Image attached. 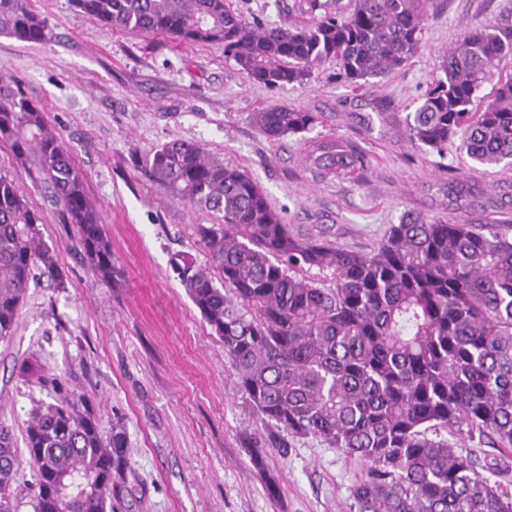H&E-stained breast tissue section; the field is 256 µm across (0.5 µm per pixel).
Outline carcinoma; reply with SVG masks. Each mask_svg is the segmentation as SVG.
Here are the masks:
<instances>
[{"label":"carcinoma","instance_id":"cac0c4a2","mask_svg":"<svg viewBox=\"0 0 512 512\" xmlns=\"http://www.w3.org/2000/svg\"><path fill=\"white\" fill-rule=\"evenodd\" d=\"M307 25H254L227 0H73L108 30L163 34L224 47L249 81L303 84L334 60L357 83L401 68L422 42L427 0H302ZM28 0H0V35L47 38ZM512 21L464 32L442 55L436 79L409 121L411 141L437 153L459 148L483 166L512 164ZM489 99L475 112L487 83ZM270 140L310 131L318 116L275 105L251 113ZM0 140L16 166L34 169L84 259L103 281L115 261L85 175L51 129L44 107L0 77ZM327 174L366 167L350 143L328 139L310 154ZM168 196L211 213L196 234L212 265L174 260L180 284L224 342V356L252 412L293 436H313L366 465L348 512H512V497L475 463L428 430L465 425L512 450V236L404 218L372 253L293 234L257 183L204 147L170 141L132 157ZM43 219L0 170V340L13 337L36 274L65 287ZM25 451L36 468L33 512H128L130 448L120 422L103 434L81 397L31 411ZM20 463L14 435L0 427V512H16L11 485Z\"/></svg>","mask_w":512,"mask_h":512}]
</instances>
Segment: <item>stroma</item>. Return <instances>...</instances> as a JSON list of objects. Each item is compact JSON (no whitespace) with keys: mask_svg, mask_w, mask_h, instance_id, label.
<instances>
[{"mask_svg":"<svg viewBox=\"0 0 512 512\" xmlns=\"http://www.w3.org/2000/svg\"><path fill=\"white\" fill-rule=\"evenodd\" d=\"M294 2L228 0L255 24L304 21ZM29 5L49 36H0V73L43 105L86 174L117 274L109 283L93 274L72 225L0 141V168L42 212V237L67 278L62 288L31 282L12 339L0 341V426L23 441L31 410L65 395L100 411L104 433L122 420L133 512H347L363 465L321 439L289 438L287 454L270 451L261 469L251 463L248 443H272L280 432L252 413L223 342L171 267L179 255L207 264L196 227L213 218L146 182L131 159L172 140L202 145L247 171L293 234L362 253L408 215L510 223L512 164L474 167L454 141L444 153L429 150L411 142L408 123L440 55L462 32L512 18V0H433L421 49L386 77L350 83L329 60L304 84L274 89L245 79L222 48L108 31L71 0ZM282 104L319 113L318 126L269 140L250 115ZM322 139L362 150L365 170L319 174L309 153ZM447 439L512 495V451L464 426Z\"/></svg>","mask_w":512,"mask_h":512,"instance_id":"obj_1","label":"stroma"}]
</instances>
